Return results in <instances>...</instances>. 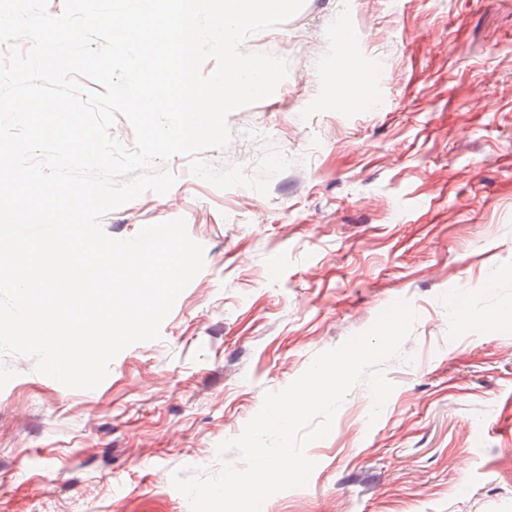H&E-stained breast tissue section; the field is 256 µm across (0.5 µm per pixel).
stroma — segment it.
I'll return each mask as SVG.
<instances>
[{"label":"stroma","instance_id":"1","mask_svg":"<svg viewBox=\"0 0 512 512\" xmlns=\"http://www.w3.org/2000/svg\"><path fill=\"white\" fill-rule=\"evenodd\" d=\"M344 41L364 87L332 71ZM244 48L289 73L202 158L252 176L272 146L293 166L263 195L179 155L168 193L103 217L116 239L185 219L204 267L95 389L9 359L0 512H190L173 472L241 466L218 444L398 299L418 320L379 419L357 383L307 485L261 512H512V0H306Z\"/></svg>","mask_w":512,"mask_h":512}]
</instances>
